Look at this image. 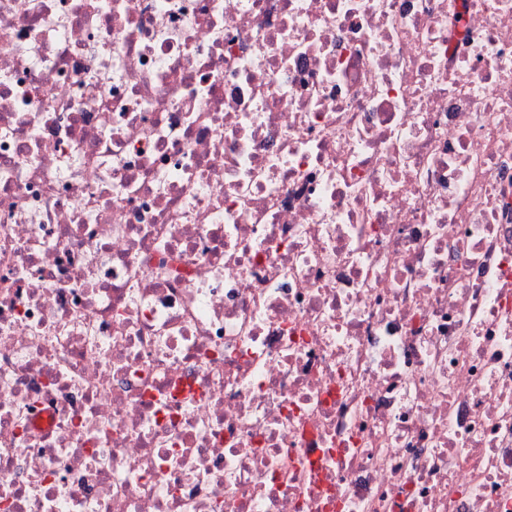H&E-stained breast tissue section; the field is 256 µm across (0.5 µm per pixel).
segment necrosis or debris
<instances>
[{"label":"necrosis or debris","instance_id":"4bbe7bcc","mask_svg":"<svg viewBox=\"0 0 512 512\" xmlns=\"http://www.w3.org/2000/svg\"><path fill=\"white\" fill-rule=\"evenodd\" d=\"M0 512H512V0H0Z\"/></svg>","mask_w":512,"mask_h":512}]
</instances>
